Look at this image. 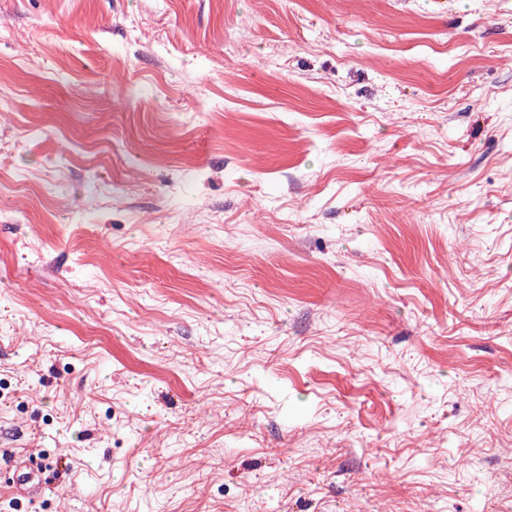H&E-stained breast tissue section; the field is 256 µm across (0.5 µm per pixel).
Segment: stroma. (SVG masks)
Instances as JSON below:
<instances>
[{"mask_svg": "<svg viewBox=\"0 0 512 512\" xmlns=\"http://www.w3.org/2000/svg\"><path fill=\"white\" fill-rule=\"evenodd\" d=\"M0 512H512V0H0Z\"/></svg>", "mask_w": 512, "mask_h": 512, "instance_id": "35a3bbf8", "label": "stroma"}]
</instances>
